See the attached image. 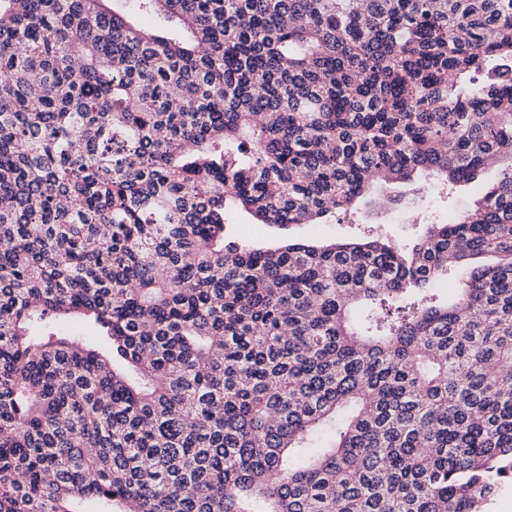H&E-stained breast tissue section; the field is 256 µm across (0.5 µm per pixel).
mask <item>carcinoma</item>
Instances as JSON below:
<instances>
[{
    "label": "carcinoma",
    "instance_id": "cac0c4a2",
    "mask_svg": "<svg viewBox=\"0 0 512 512\" xmlns=\"http://www.w3.org/2000/svg\"><path fill=\"white\" fill-rule=\"evenodd\" d=\"M110 2L0 0V512H487L512 167L412 246L224 228L512 158V0Z\"/></svg>",
    "mask_w": 512,
    "mask_h": 512
}]
</instances>
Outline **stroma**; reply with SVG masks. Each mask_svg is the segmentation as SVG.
Wrapping results in <instances>:
<instances>
[{
  "label": "stroma",
  "mask_w": 512,
  "mask_h": 512,
  "mask_svg": "<svg viewBox=\"0 0 512 512\" xmlns=\"http://www.w3.org/2000/svg\"><path fill=\"white\" fill-rule=\"evenodd\" d=\"M505 167V162H498L479 179L456 185L450 195L438 192L436 176L427 174L421 175L410 188L398 183L377 184L356 205L340 212L332 224H292L281 227L257 224L250 216L241 214L237 216L235 224L229 225L228 232L232 239L256 247L279 245L290 239L315 243L354 241L372 230L384 232L392 240L406 243L419 238L425 230L424 225L399 220L396 216L397 208H379V201L397 197L401 200L399 208L415 210L423 217H433L444 222L448 217L477 204L487 185L494 182Z\"/></svg>",
  "instance_id": "stroma-1"
}]
</instances>
